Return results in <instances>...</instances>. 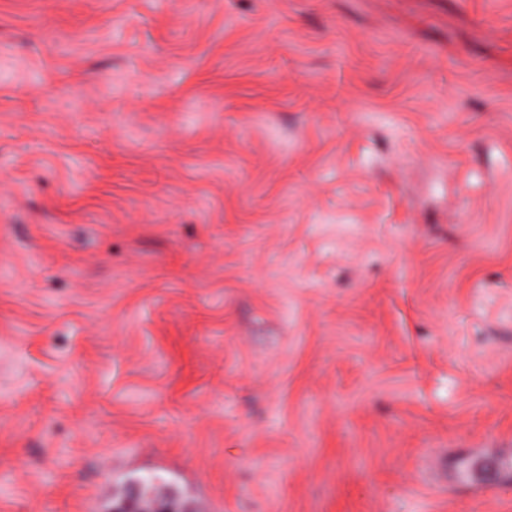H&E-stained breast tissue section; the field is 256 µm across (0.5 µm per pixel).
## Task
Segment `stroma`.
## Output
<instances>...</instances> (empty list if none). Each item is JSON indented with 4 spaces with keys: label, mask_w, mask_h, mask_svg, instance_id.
I'll return each instance as SVG.
<instances>
[{
    "label": "stroma",
    "mask_w": 512,
    "mask_h": 512,
    "mask_svg": "<svg viewBox=\"0 0 512 512\" xmlns=\"http://www.w3.org/2000/svg\"><path fill=\"white\" fill-rule=\"evenodd\" d=\"M512 0H0V512H512Z\"/></svg>",
    "instance_id": "35a3bbf8"
}]
</instances>
